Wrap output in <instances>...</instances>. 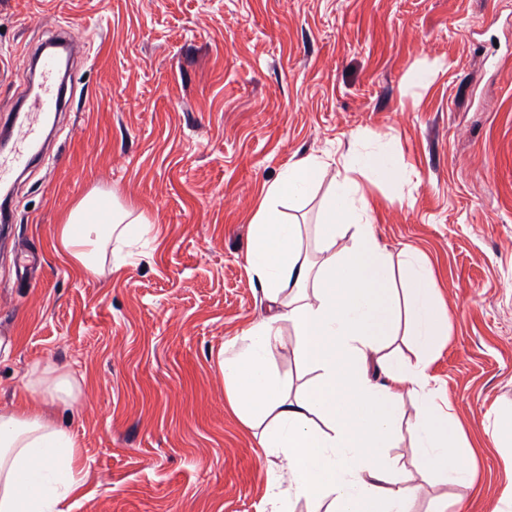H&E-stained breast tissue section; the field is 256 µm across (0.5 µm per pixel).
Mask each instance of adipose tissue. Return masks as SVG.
<instances>
[{"instance_id":"adipose-tissue-1","label":"adipose tissue","mask_w":512,"mask_h":512,"mask_svg":"<svg viewBox=\"0 0 512 512\" xmlns=\"http://www.w3.org/2000/svg\"><path fill=\"white\" fill-rule=\"evenodd\" d=\"M330 175L328 202L314 237L323 258L310 263L300 225L284 220L283 198L301 199ZM388 179L391 159L353 153L337 168L309 156L289 163L269 184L251 221L246 263L273 311L241 334L239 348L219 356L230 406L262 428L261 447L279 458L288 492L326 503V512H409L404 476L385 462V449L409 441L448 483L470 476L454 459V426L428 388L426 370L437 339L448 333L431 269L413 250L399 260L379 245L373 209L358 178ZM155 230L145 214L131 215L95 189L72 206L57 232L60 254L91 277L104 263L127 266L133 247ZM289 324L296 352L316 372L289 393L273 360ZM406 329L416 364L385 352L388 337ZM383 381H373L372 370ZM28 393L66 401L69 377L32 366L20 380ZM411 390L418 419L403 430V392ZM81 445L44 415L0 411V512H69L81 482Z\"/></svg>"}]
</instances>
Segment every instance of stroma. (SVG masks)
<instances>
[{
  "instance_id": "obj_1",
  "label": "stroma",
  "mask_w": 512,
  "mask_h": 512,
  "mask_svg": "<svg viewBox=\"0 0 512 512\" xmlns=\"http://www.w3.org/2000/svg\"><path fill=\"white\" fill-rule=\"evenodd\" d=\"M66 24L84 52L56 137L8 183L0 410L26 400L33 364L76 379L71 405L46 408L82 444L72 512H270L287 492L218 354L268 313L245 261L265 185L351 151L394 164L365 186L374 234L433 272L449 328L426 373L473 477L443 482L405 442L387 459L412 512H493L512 488L494 437L512 408V0H0V121L34 102L23 53ZM96 187L156 232L90 277L54 246ZM328 189L283 208L314 260ZM281 334L293 391L314 373Z\"/></svg>"
}]
</instances>
